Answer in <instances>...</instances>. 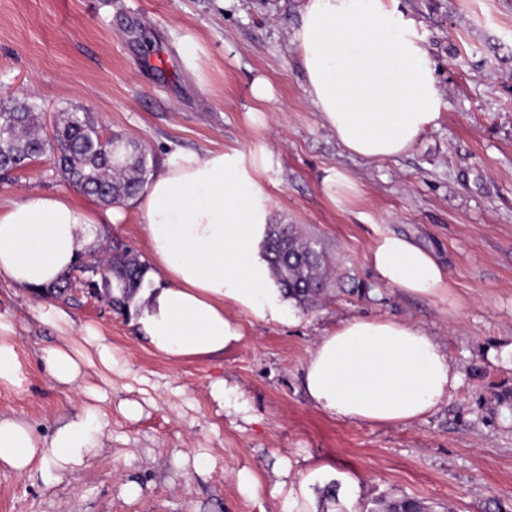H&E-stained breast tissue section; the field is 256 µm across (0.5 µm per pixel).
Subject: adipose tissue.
<instances>
[{"mask_svg":"<svg viewBox=\"0 0 512 512\" xmlns=\"http://www.w3.org/2000/svg\"><path fill=\"white\" fill-rule=\"evenodd\" d=\"M399 0H305L292 35L304 93L343 148L370 161L407 153L437 127L442 97L414 19ZM266 156L237 150H176L135 197L154 285L135 295L139 337L172 362L223 353L245 336L237 320L281 323L284 295L271 276L264 242L269 211L258 179ZM80 208L70 198L31 194L0 204V274L29 290L54 283L76 261L99 224L122 220ZM367 261L376 278L423 297L448 292V273L410 239L382 234ZM15 326L0 315V386L22 381ZM88 357L72 343L48 347L50 377L82 389L85 369L114 370L111 344L87 331ZM460 371L440 343L416 324L352 317L326 331L304 367L303 386L330 417L375 425L423 419L447 401ZM103 425L88 405L43 438L29 423L0 416V467L40 473L45 483L83 467L100 447Z\"/></svg>","mask_w":512,"mask_h":512,"instance_id":"adipose-tissue-1","label":"adipose tissue"}]
</instances>
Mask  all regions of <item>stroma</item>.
Segmentation results:
<instances>
[{"label":"stroma","instance_id":"35a3bbf8","mask_svg":"<svg viewBox=\"0 0 512 512\" xmlns=\"http://www.w3.org/2000/svg\"><path fill=\"white\" fill-rule=\"evenodd\" d=\"M304 0H0V96L32 97L48 119L80 107L101 130L144 145L158 163L178 148L235 149L268 156L261 176L274 223L320 239L333 281L286 324L247 326L224 354L172 363L138 338L105 295L74 283L58 302L68 334L42 320L41 301L0 276V314L15 325L25 381L0 387V414L49 435L81 412L83 394L60 387L40 360L44 348L82 329L105 336L119 363L89 368L101 389L103 447L84 467L45 486L0 467V512H284L282 461L323 465L306 512L336 484L328 512H376L413 498L429 512H512V0H399L435 64L442 118L408 153L382 161L349 154L323 127L304 93L291 41ZM198 46L194 65L185 40ZM265 77L273 98L251 94ZM337 175L329 183V175ZM74 189L47 159L0 178V202ZM99 225L90 252L119 240L138 255L140 214ZM382 233L409 237L448 272L445 300L379 283L366 254ZM371 316L410 321L435 336L461 372L446 403L405 425L334 419L308 399L302 374L320 336ZM236 387L244 416L218 413L210 385ZM135 402L138 418L122 407ZM202 454L200 471L183 457ZM256 495L243 493L241 470ZM137 484L138 497L124 488Z\"/></svg>","mask_w":512,"mask_h":512}]
</instances>
